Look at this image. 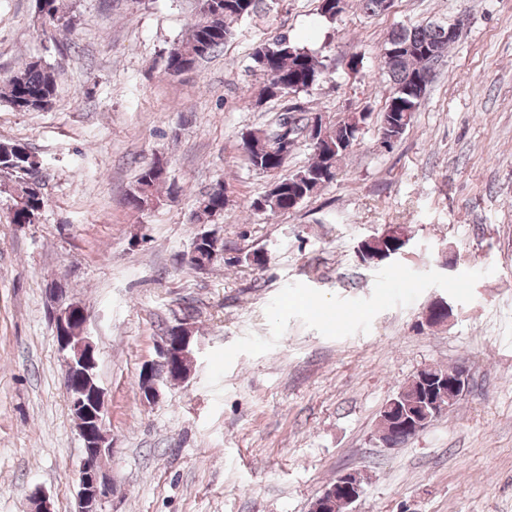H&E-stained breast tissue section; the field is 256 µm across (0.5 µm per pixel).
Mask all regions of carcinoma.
I'll use <instances>...</instances> for the list:
<instances>
[{"label":"carcinoma","mask_w":512,"mask_h":512,"mask_svg":"<svg viewBox=\"0 0 512 512\" xmlns=\"http://www.w3.org/2000/svg\"><path fill=\"white\" fill-rule=\"evenodd\" d=\"M263 0H198V13L187 36L168 54L165 73L177 77L194 68L197 62L218 51L232 36L238 21L259 14ZM37 21L41 31L70 30L74 17L63 10L61 0H36ZM404 46V52L384 62L383 71L392 83V95L383 112L381 128L390 125L403 135L416 111L421 93L412 91L417 81H428L431 65L448 52V26L431 23L399 27L389 32L385 47ZM256 66L267 75L262 89L265 100H284V114L279 129L269 135L259 129L242 134L244 156L250 167L272 175L276 180L264 195L247 203L250 212H288L312 197L325 184L336 178L339 163L358 140L361 129L349 116L326 127V139L311 146V161L289 177L281 178L288 155L307 125L296 116L301 111L294 99L308 91L322 76V63L311 52L298 46L286 34L259 43L252 52ZM5 101L19 112H36L50 108L56 98V71L36 57L0 80ZM29 147L18 141L0 142V194L11 201L12 223L37 224L46 205L45 197L25 187V173L19 163ZM156 161L143 166L127 201L132 209L143 211L156 199L159 187L168 177L155 169ZM226 199L219 185L196 200L194 218L208 224L224 213Z\"/></svg>","instance_id":"obj_1"}]
</instances>
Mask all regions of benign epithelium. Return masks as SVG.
<instances>
[{"mask_svg":"<svg viewBox=\"0 0 512 512\" xmlns=\"http://www.w3.org/2000/svg\"><path fill=\"white\" fill-rule=\"evenodd\" d=\"M50 320L54 329L59 351L63 356L65 371L81 380L72 397V409L77 412L76 428L82 441L83 457L76 479L78 494L75 512H110L114 481L103 467V460L112 453V439L108 434L103 414L106 410L105 391L98 383V361L96 347L86 332L87 315L76 301L63 294L59 288L50 289ZM172 335L164 337L159 346V358L163 363L172 360L181 362L191 359L192 327L184 320L171 325ZM157 362L143 365L140 394L150 401L159 396L160 379L155 373ZM416 386L426 393L420 394V401L411 402L416 413L410 417H398L401 406L391 399L383 408L386 430L395 433L412 426L428 424L452 407L455 401L468 390L469 374L464 366L451 368L433 376L425 368L414 376ZM362 493L361 479L356 472H346L336 477L322 494L310 505L309 512H334L339 503L349 506Z\"/></svg>","mask_w":512,"mask_h":512,"instance_id":"7a95c632","label":"benign epithelium"}]
</instances>
